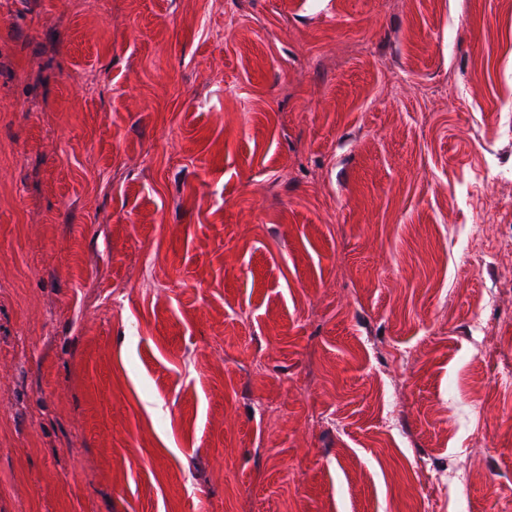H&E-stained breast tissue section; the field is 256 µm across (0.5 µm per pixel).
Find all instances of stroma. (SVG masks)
I'll return each instance as SVG.
<instances>
[{
  "instance_id": "35a3bbf8",
  "label": "stroma",
  "mask_w": 512,
  "mask_h": 512,
  "mask_svg": "<svg viewBox=\"0 0 512 512\" xmlns=\"http://www.w3.org/2000/svg\"><path fill=\"white\" fill-rule=\"evenodd\" d=\"M427 487L512 512V0H0V512Z\"/></svg>"
}]
</instances>
